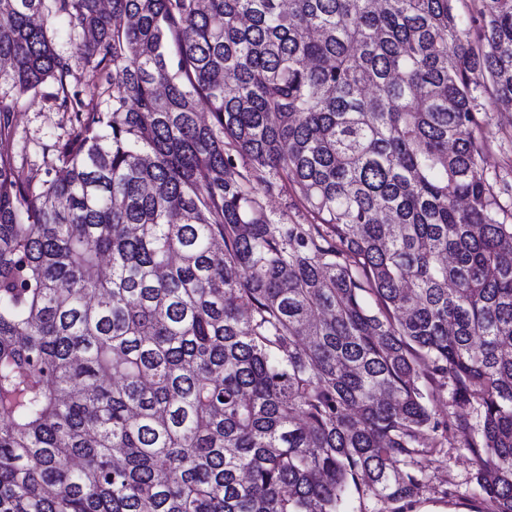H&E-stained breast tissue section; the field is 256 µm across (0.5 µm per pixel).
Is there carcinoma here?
<instances>
[{
    "label": "carcinoma",
    "mask_w": 512,
    "mask_h": 512,
    "mask_svg": "<svg viewBox=\"0 0 512 512\" xmlns=\"http://www.w3.org/2000/svg\"><path fill=\"white\" fill-rule=\"evenodd\" d=\"M458 2L0 0V512H406L457 438L512 512V0ZM46 86L75 126L34 183ZM44 26L49 33L53 35L54 46L56 50L66 56L73 52V45L69 37V27L67 23L55 16H48L44 18ZM107 84L104 81H90L86 82L81 80L79 82L72 81V90L79 92V97L86 103L92 101L98 104V109L101 112H106L112 103V89L109 92L105 91ZM52 87L38 94L23 95L12 115L15 164L26 178H47V162L56 142L71 132L72 112L59 110L52 99ZM482 135L487 142V167L491 174L512 184V111L489 107ZM256 188L268 214L275 221L283 224H292L293 222L304 223L301 209L289 195L278 194L277 192L267 195L264 193L261 184H256ZM347 512H391L388 504L372 495H359L354 493L347 502Z\"/></svg>",
    "instance_id": "obj_1"
}]
</instances>
